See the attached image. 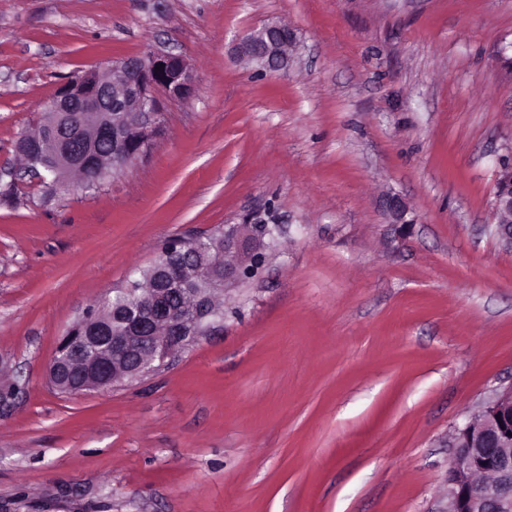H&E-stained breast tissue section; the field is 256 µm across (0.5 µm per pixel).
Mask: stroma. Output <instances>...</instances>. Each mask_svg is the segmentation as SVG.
Masks as SVG:
<instances>
[{
	"label": "stroma",
	"instance_id": "1",
	"mask_svg": "<svg viewBox=\"0 0 512 512\" xmlns=\"http://www.w3.org/2000/svg\"><path fill=\"white\" fill-rule=\"evenodd\" d=\"M273 22L295 61L260 73L235 39ZM511 44L512 0H0V164L88 69L165 50L196 81L136 165L0 202V355L26 381L0 512H446L449 435L512 385L490 233ZM266 207L277 243L204 336L142 380L52 389L84 309Z\"/></svg>",
	"mask_w": 512,
	"mask_h": 512
}]
</instances>
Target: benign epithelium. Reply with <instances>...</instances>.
Here are the masks:
<instances>
[{
  "instance_id": "7a95c632",
  "label": "benign epithelium",
  "mask_w": 512,
  "mask_h": 512,
  "mask_svg": "<svg viewBox=\"0 0 512 512\" xmlns=\"http://www.w3.org/2000/svg\"><path fill=\"white\" fill-rule=\"evenodd\" d=\"M296 35L286 24L271 23L239 38L237 56L262 73L288 70L294 62ZM194 91L193 72L182 56L149 52L116 61L102 73L93 68L64 84L43 112L64 117L54 123L63 145L70 134L71 114L100 113L99 136L112 139V173L140 161L163 127L159 96L186 100ZM493 212V235L512 250V147L499 160ZM273 210L244 214L224 233L199 243L185 241L184 262L165 256L150 268L149 311L112 313V329L96 322L61 337L48 365V377L61 393L108 389L141 379L169 364L191 336V328L207 326L213 316V294L227 290L265 259V225L277 224ZM224 252V277L212 273L216 245ZM135 276L132 282L143 279ZM191 299L193 318L175 317ZM20 386L0 383V417L15 408ZM453 456L448 468V512H512V385L496 392L450 435Z\"/></svg>"
}]
</instances>
